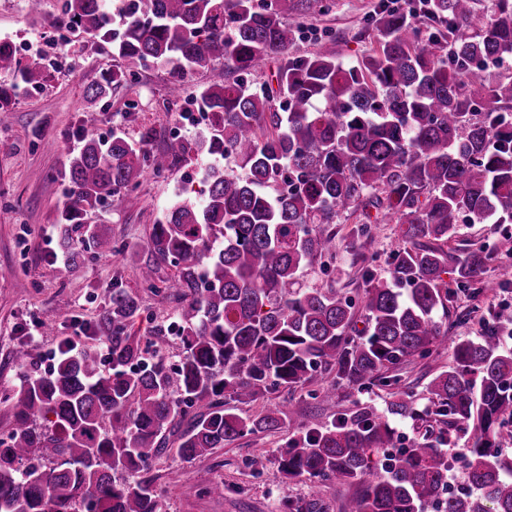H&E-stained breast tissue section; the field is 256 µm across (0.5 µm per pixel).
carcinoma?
<instances>
[{
  "instance_id": "obj_1",
  "label": "carcinoma",
  "mask_w": 512,
  "mask_h": 512,
  "mask_svg": "<svg viewBox=\"0 0 512 512\" xmlns=\"http://www.w3.org/2000/svg\"><path fill=\"white\" fill-rule=\"evenodd\" d=\"M326 0H123V30H112L103 0H66L63 23L78 27L133 66H171L206 81L195 100L211 116L198 141L171 138L148 149L153 130L132 140L92 129L68 165L70 197L58 247L68 262L121 252L106 224L84 217L109 197L139 206L146 171L163 175L194 151L234 159L245 173L213 164L197 194L151 225L141 283L176 302L182 355L164 352L167 330L155 325L151 357L131 332L140 298L112 283L98 314L96 340L76 356L59 354L46 375L26 372L0 396L12 414L0 437V512H159L161 493L142 473L172 447L184 460L213 453L248 434L273 432L299 418L297 404L255 417L226 407L279 389L294 392L316 376L358 385L386 384L384 372L428 355L448 340L454 293L474 294L490 253L473 243L448 250L462 218L512 222V0H423L408 14L383 8L371 17L375 47L354 64L324 39L310 55L293 50L303 29L286 16L324 14ZM271 58L287 107L248 75ZM0 72L36 88L47 77L24 67L0 41ZM362 211L347 250L358 252L376 215L405 225L407 246L391 255L387 275L364 271L363 337L353 336L356 302L336 287V219ZM322 288L300 279L313 265ZM166 265L172 273L159 276ZM478 339L452 341L448 367L428 384L431 408L404 396L387 413L359 407L322 427L299 425L280 456L290 478L357 484L346 512H512V348L498 312ZM111 368H102L100 346ZM443 425L377 471L374 456L394 448L391 417ZM467 438L452 455L439 449L450 432ZM456 463L468 491L445 495ZM127 477L118 481L114 473Z\"/></svg>"
}]
</instances>
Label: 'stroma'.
Wrapping results in <instances>:
<instances>
[{
	"mask_svg": "<svg viewBox=\"0 0 512 512\" xmlns=\"http://www.w3.org/2000/svg\"><path fill=\"white\" fill-rule=\"evenodd\" d=\"M383 0H335L332 10L306 21V34L298 41V53L315 50L316 39L331 31L334 49L341 60L355 62L373 46L374 33L367 17ZM65 0H43L39 13H31L27 0H0V40L12 41L21 64L41 61L47 78L37 88L20 90L11 111L0 112V389L16 382L18 369L12 360L23 343L37 344L41 354L37 372L54 364L62 338L76 326L95 323L113 279L138 290L150 314V321L137 323L134 331L142 343H150L151 322L162 321L172 310L171 302L139 284L138 267L144 255L129 252L87 258L77 267L53 261L61 226L60 213L66 201L64 166L80 146L84 128L95 127L103 136L113 131L138 138L140 131L153 129L152 150L162 149L172 136L187 138L206 134V124L190 123L183 115L192 111L191 100L205 77L195 74L179 78L170 67L152 65L140 69L135 81L113 87L112 74L124 63L109 45L92 39L77 28L63 27ZM182 81L184 92L172 98L174 81ZM108 87L106 97L87 101V87ZM211 162L206 154L192 155L162 176L144 174L137 194L141 205L123 209L116 200L106 199L88 213L91 224H107L119 240H142L151 224L160 218L180 192L197 187L202 170ZM350 224L337 225L336 262L344 272L337 287L353 292L362 284L363 265L384 275L386 261L406 245L398 224H375L363 240L359 253L345 245ZM457 241L476 240L493 258L484 270L495 289L479 296L456 291L447 320L448 333L462 339L482 335L495 312L512 311V257L500 246L512 239L511 224L458 223ZM452 358L450 347L439 346L428 356L389 369L392 387L364 388L338 383L336 404L322 405L313 396L323 387L315 380L294 393L302 407V422L324 426L355 405L368 404L386 411L393 393L406 392L418 408L428 403L427 384ZM289 435L287 430L259 433L238 439L214 454L187 462L176 452L155 458L151 474L162 492V512H278L279 504L319 499L328 512H340L356 489L347 484H322L285 476L278 459ZM265 454L266 466L254 471L250 459ZM220 480L223 495H210L204 488Z\"/></svg>",
	"mask_w": 512,
	"mask_h": 512,
	"instance_id": "obj_1",
	"label": "stroma"
}]
</instances>
